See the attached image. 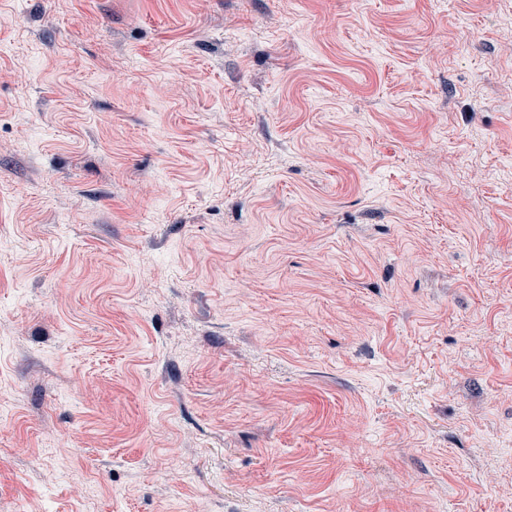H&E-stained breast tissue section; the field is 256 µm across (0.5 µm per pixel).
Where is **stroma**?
Wrapping results in <instances>:
<instances>
[{
	"label": "stroma",
	"instance_id": "1",
	"mask_svg": "<svg viewBox=\"0 0 512 512\" xmlns=\"http://www.w3.org/2000/svg\"><path fill=\"white\" fill-rule=\"evenodd\" d=\"M0 512H512V0H0Z\"/></svg>",
	"mask_w": 512,
	"mask_h": 512
}]
</instances>
